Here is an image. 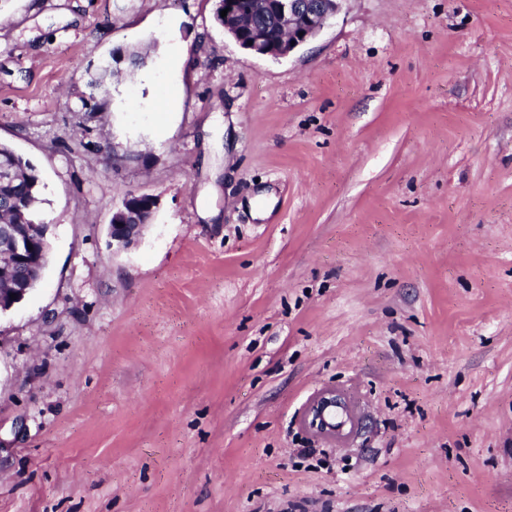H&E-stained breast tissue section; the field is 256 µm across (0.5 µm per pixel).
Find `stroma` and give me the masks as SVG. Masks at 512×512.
<instances>
[{"label":"stroma","mask_w":512,"mask_h":512,"mask_svg":"<svg viewBox=\"0 0 512 512\" xmlns=\"http://www.w3.org/2000/svg\"><path fill=\"white\" fill-rule=\"evenodd\" d=\"M214 8L0 0L50 226L0 314V512H512V0H342L280 59ZM131 195L133 194H128L124 199ZM138 196L139 204L130 203L128 198L114 211L112 224H110V237L113 245L126 247L132 244L157 208L158 198L156 196ZM340 405V402L336 398V394L333 392L325 393L321 395L312 408V420L310 422L311 427H315L321 432L334 431L330 427L332 423L328 421V416L332 411V408H336Z\"/></svg>","instance_id":"obj_1"}]
</instances>
